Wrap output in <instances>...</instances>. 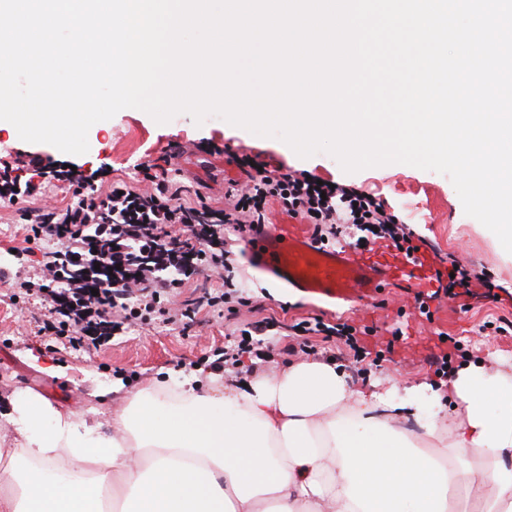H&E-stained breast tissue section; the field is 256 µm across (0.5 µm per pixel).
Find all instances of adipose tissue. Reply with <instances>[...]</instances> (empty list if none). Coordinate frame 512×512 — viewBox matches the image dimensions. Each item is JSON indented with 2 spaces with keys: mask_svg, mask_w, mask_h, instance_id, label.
Instances as JSON below:
<instances>
[{
  "mask_svg": "<svg viewBox=\"0 0 512 512\" xmlns=\"http://www.w3.org/2000/svg\"><path fill=\"white\" fill-rule=\"evenodd\" d=\"M464 418L449 429L442 400ZM420 422L396 430L397 410ZM0 512H457L479 458L489 512H512V381L471 363L447 389L351 391L309 359L243 385L199 367L131 391L104 425L96 409L28 389L0 404Z\"/></svg>",
  "mask_w": 512,
  "mask_h": 512,
  "instance_id": "adipose-tissue-1",
  "label": "adipose tissue"
}]
</instances>
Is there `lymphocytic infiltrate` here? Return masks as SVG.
Returning a JSON list of instances; mask_svg holds the SVG:
<instances>
[{"mask_svg": "<svg viewBox=\"0 0 512 512\" xmlns=\"http://www.w3.org/2000/svg\"><path fill=\"white\" fill-rule=\"evenodd\" d=\"M70 182L71 203L33 209L28 200L34 185L0 173V200L27 222L28 241L44 245L36 279L10 281L1 267L0 282H11L13 301L40 298V333L66 337L78 349L106 345L131 326L158 322L184 331L202 312L237 318L248 300L229 285L201 289L188 299L182 292L197 270L223 274L234 256L225 226L243 234L267 223L274 200L312 225L315 242L335 244L350 224L397 251L413 250L398 218L372 197L305 175L254 171L247 183L225 193L220 207L168 180L148 189L112 184L100 192L93 176L74 175ZM274 327L268 319L247 323L243 337L214 350L212 368L235 366L245 353L270 358L267 338Z\"/></svg>", "mask_w": 512, "mask_h": 512, "instance_id": "lymphocytic-infiltrate-1", "label": "lymphocytic infiltrate"}]
</instances>
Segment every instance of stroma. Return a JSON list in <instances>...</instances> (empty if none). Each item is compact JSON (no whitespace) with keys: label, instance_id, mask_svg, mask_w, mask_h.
Instances as JSON below:
<instances>
[{"label":"stroma","instance_id":"stroma-1","mask_svg":"<svg viewBox=\"0 0 512 512\" xmlns=\"http://www.w3.org/2000/svg\"><path fill=\"white\" fill-rule=\"evenodd\" d=\"M89 136L97 144L96 152L73 156L48 144L23 142L1 128L0 165H16L26 155L41 156L86 174L96 171L112 182L130 184L142 180L147 167L153 174H165L190 186L219 207L231 184L245 182L237 161L247 158L270 170L308 173L326 183L359 188L382 202L387 212L405 220L413 239L422 240L432 255L435 269L447 275L463 268L484 274L490 283L472 298L441 295L430 302L429 315L423 316L414 300L393 285L383 288L379 300L371 305L332 306L269 281L246 260H239L227 277L251 297L252 305L242 308L238 322L269 318L278 323L280 331L273 339L269 361L243 355L238 367L226 370L225 382L241 383L256 372L270 375L303 359L323 361L332 351L337 369L353 389L437 386L441 379L427 357L445 341L457 345L452 368L477 363L491 374L512 370V257L499 250L487 228L465 215L447 176L405 164L347 174L328 154L303 159L280 139L230 127L214 116L199 125L182 113L160 125L147 113L128 108L94 124ZM178 144L189 145L191 151L174 164L169 150ZM17 175L21 181L38 185L33 207L62 206L70 200L68 183L50 174L25 166L19 167ZM408 203L415 206L416 219H408L404 210ZM25 236L26 226L19 215L12 207L0 205V265L22 277L37 273L41 259L38 248H26ZM39 316V300L15 304L7 286L0 284V395L31 388L68 406L103 410L107 422L125 406L128 389L146 386L170 371L186 374L208 365L213 350L224 347L236 324L202 313L183 334L158 324L136 327L114 336L109 345L85 351L74 349L64 338L51 341L39 336ZM316 318L330 326L354 327L358 350H350L338 336L313 335L303 342L290 335L289 326ZM32 350L50 357L59 367L58 375H46L32 365L27 357ZM120 379L127 381V389L96 396V388Z\"/></svg>","mask_w":512,"mask_h":512}]
</instances>
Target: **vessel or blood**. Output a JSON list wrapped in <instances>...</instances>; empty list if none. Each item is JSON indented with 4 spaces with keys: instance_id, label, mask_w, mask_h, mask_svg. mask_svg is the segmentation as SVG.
Masks as SVG:
<instances>
[{
    "instance_id": "vessel-or-blood-1",
    "label": "vessel or blood",
    "mask_w": 512,
    "mask_h": 512,
    "mask_svg": "<svg viewBox=\"0 0 512 512\" xmlns=\"http://www.w3.org/2000/svg\"><path fill=\"white\" fill-rule=\"evenodd\" d=\"M249 262L264 274L301 291L333 300L369 302L384 284L394 282L420 295L432 287L419 257L389 262L384 256H363L314 244L301 224H264L244 241Z\"/></svg>"
}]
</instances>
